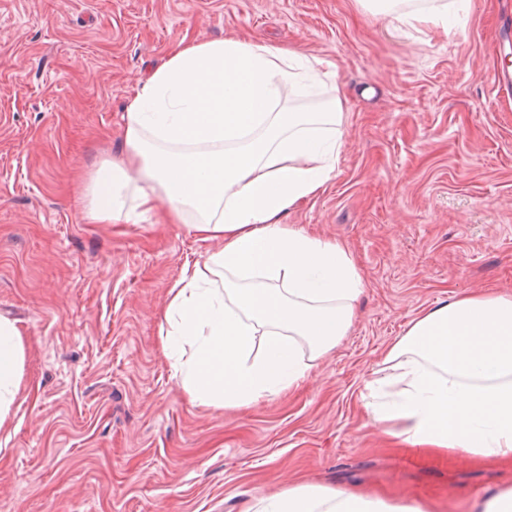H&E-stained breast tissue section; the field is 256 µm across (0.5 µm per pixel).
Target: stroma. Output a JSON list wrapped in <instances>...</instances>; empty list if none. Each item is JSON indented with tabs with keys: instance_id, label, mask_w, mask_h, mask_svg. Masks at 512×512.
Segmentation results:
<instances>
[{
	"instance_id": "obj_1",
	"label": "stroma",
	"mask_w": 512,
	"mask_h": 512,
	"mask_svg": "<svg viewBox=\"0 0 512 512\" xmlns=\"http://www.w3.org/2000/svg\"><path fill=\"white\" fill-rule=\"evenodd\" d=\"M511 11L412 30L361 0H0V315L24 331L0 512H260L297 485L471 512L512 486V464L402 444L363 407L411 322L512 294ZM231 34L335 61L336 168L284 222L344 244L364 292L306 380L226 411L161 353L168 290L211 243L149 213L90 223L84 181L124 149L133 80Z\"/></svg>"
}]
</instances>
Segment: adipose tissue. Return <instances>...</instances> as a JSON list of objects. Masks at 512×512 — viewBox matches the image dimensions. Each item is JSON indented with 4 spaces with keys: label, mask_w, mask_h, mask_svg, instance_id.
I'll return each instance as SVG.
<instances>
[{
    "label": "adipose tissue",
    "mask_w": 512,
    "mask_h": 512,
    "mask_svg": "<svg viewBox=\"0 0 512 512\" xmlns=\"http://www.w3.org/2000/svg\"><path fill=\"white\" fill-rule=\"evenodd\" d=\"M410 28L447 26L461 0H365ZM333 62L236 36L181 41L140 79L126 107L125 150L90 171L86 215L117 224L137 212L190 225L215 243L169 290L161 350L192 403L250 406L298 386L312 361L346 335L362 277L348 251L283 224L323 191L341 146L340 103L281 105L282 85L315 94ZM224 279L212 287L213 277ZM306 344L300 361L297 344ZM23 332L0 318V423L20 389ZM387 403L373 422L397 424L413 446L512 461V296L465 295L415 320L388 350ZM262 512H431L330 488L296 486Z\"/></svg>",
    "instance_id": "ef3b65f1"
}]
</instances>
